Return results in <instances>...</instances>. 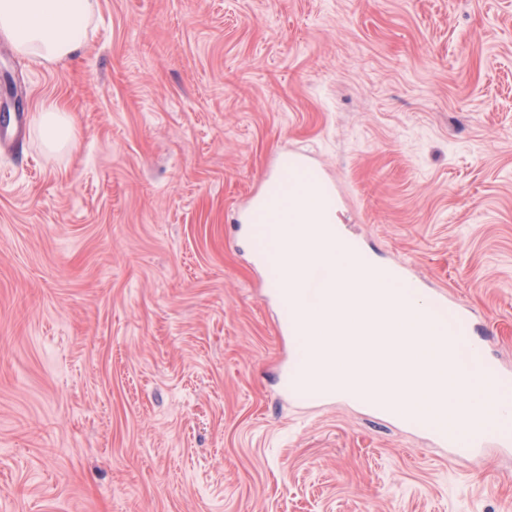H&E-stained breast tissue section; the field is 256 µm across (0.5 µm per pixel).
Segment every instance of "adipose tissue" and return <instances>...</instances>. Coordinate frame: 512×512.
<instances>
[{
    "label": "adipose tissue",
    "mask_w": 512,
    "mask_h": 512,
    "mask_svg": "<svg viewBox=\"0 0 512 512\" xmlns=\"http://www.w3.org/2000/svg\"><path fill=\"white\" fill-rule=\"evenodd\" d=\"M98 7L99 0H0V36L33 62H62L86 45ZM34 131L48 152H60L72 141V116L58 103H48Z\"/></svg>",
    "instance_id": "adipose-tissue-1"
}]
</instances>
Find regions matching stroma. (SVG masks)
I'll return each mask as SVG.
<instances>
[{
  "label": "stroma",
  "instance_id": "35a3bbf8",
  "mask_svg": "<svg viewBox=\"0 0 512 512\" xmlns=\"http://www.w3.org/2000/svg\"><path fill=\"white\" fill-rule=\"evenodd\" d=\"M0 100V512H512V452L282 395L299 347L236 227L309 152L512 365V0H100L68 62L0 38ZM34 131L41 137L43 145L49 153H58L67 148L72 141V116L58 103H48L38 113Z\"/></svg>",
  "mask_w": 512,
  "mask_h": 512
}]
</instances>
